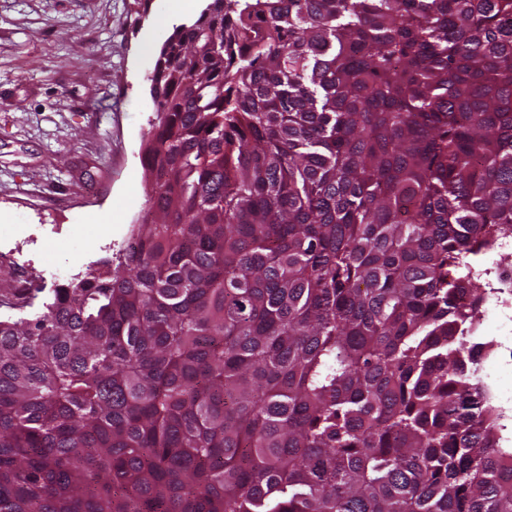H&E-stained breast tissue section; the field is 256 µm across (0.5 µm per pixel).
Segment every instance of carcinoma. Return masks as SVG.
<instances>
[{"label":"carcinoma","mask_w":512,"mask_h":512,"mask_svg":"<svg viewBox=\"0 0 512 512\" xmlns=\"http://www.w3.org/2000/svg\"><path fill=\"white\" fill-rule=\"evenodd\" d=\"M210 4L127 247L0 300V512H512V0ZM490 264L496 278L487 298L485 314L493 318L502 334L495 341L497 353L494 356L478 357L477 372L490 398L508 402L509 391L500 381L502 374L512 369V239L496 249Z\"/></svg>","instance_id":"cac0c4a2"}]
</instances>
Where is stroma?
<instances>
[{
    "mask_svg": "<svg viewBox=\"0 0 512 512\" xmlns=\"http://www.w3.org/2000/svg\"><path fill=\"white\" fill-rule=\"evenodd\" d=\"M207 0H0V294L71 279L148 208L149 76Z\"/></svg>",
    "mask_w": 512,
    "mask_h": 512,
    "instance_id": "35a3bbf8",
    "label": "stroma"
}]
</instances>
